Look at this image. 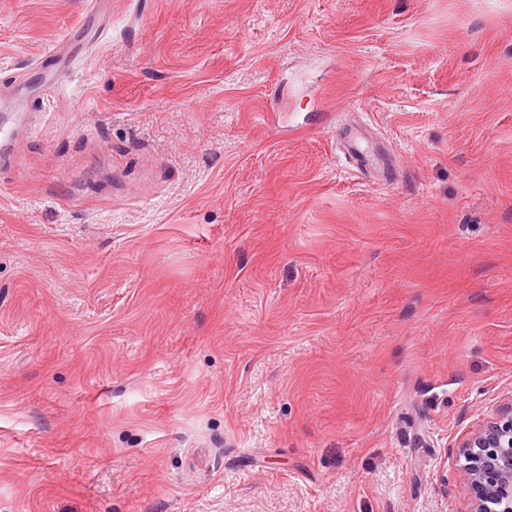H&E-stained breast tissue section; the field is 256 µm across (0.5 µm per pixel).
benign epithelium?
I'll list each match as a JSON object with an SVG mask.
<instances>
[{
	"mask_svg": "<svg viewBox=\"0 0 512 512\" xmlns=\"http://www.w3.org/2000/svg\"><path fill=\"white\" fill-rule=\"evenodd\" d=\"M457 459L471 482V512H512V406L475 430Z\"/></svg>",
	"mask_w": 512,
	"mask_h": 512,
	"instance_id": "7a95c632",
	"label": "benign epithelium"
}]
</instances>
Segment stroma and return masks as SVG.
<instances>
[{"label":"stroma","instance_id":"35a3bbf8","mask_svg":"<svg viewBox=\"0 0 512 512\" xmlns=\"http://www.w3.org/2000/svg\"><path fill=\"white\" fill-rule=\"evenodd\" d=\"M0 124V512H469L512 0H0Z\"/></svg>","mask_w":512,"mask_h":512}]
</instances>
